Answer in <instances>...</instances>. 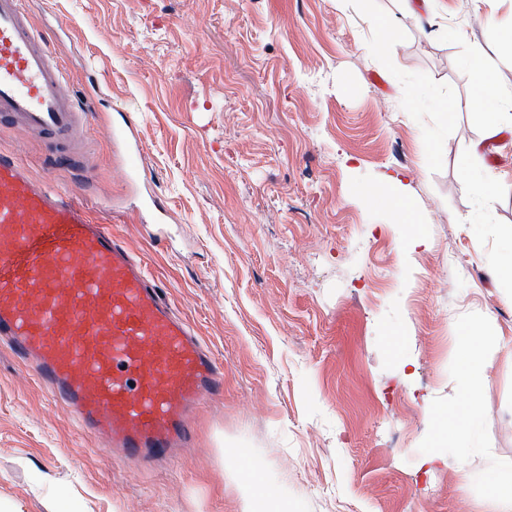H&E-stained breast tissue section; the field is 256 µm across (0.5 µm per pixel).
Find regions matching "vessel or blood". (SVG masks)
Here are the masks:
<instances>
[{"label":"vessel or blood","mask_w":512,"mask_h":512,"mask_svg":"<svg viewBox=\"0 0 512 512\" xmlns=\"http://www.w3.org/2000/svg\"><path fill=\"white\" fill-rule=\"evenodd\" d=\"M86 115L23 0H0V123L76 165ZM0 338L110 451L151 464L189 441L224 374L158 284L74 196L0 150Z\"/></svg>","instance_id":"1"}]
</instances>
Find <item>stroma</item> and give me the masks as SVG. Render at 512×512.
Returning a JSON list of instances; mask_svg holds the SVG:
<instances>
[{
	"instance_id": "obj_1",
	"label": "stroma",
	"mask_w": 512,
	"mask_h": 512,
	"mask_svg": "<svg viewBox=\"0 0 512 512\" xmlns=\"http://www.w3.org/2000/svg\"><path fill=\"white\" fill-rule=\"evenodd\" d=\"M88 114L81 167L0 126V150L86 195L224 367V394L170 461L107 458L0 342V512H512L483 449L512 465V349L488 355L484 418L437 448L466 395L448 381L479 337H512V133L478 167L470 49L512 97V0H25ZM399 31L379 52L382 27ZM170 242L130 206L127 147ZM396 206L366 205L365 189ZM421 247H414V240ZM245 449L243 460L230 451ZM438 451L441 460L424 458ZM476 475L462 480L460 460Z\"/></svg>"
}]
</instances>
